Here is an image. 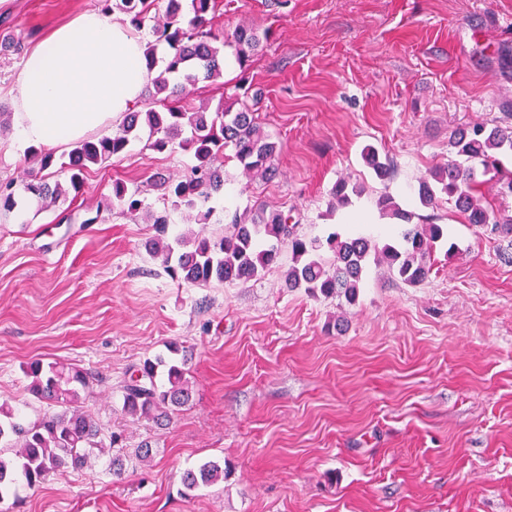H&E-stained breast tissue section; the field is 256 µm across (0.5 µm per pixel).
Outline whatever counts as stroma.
Wrapping results in <instances>:
<instances>
[{
  "instance_id": "stroma-1",
  "label": "stroma",
  "mask_w": 512,
  "mask_h": 512,
  "mask_svg": "<svg viewBox=\"0 0 512 512\" xmlns=\"http://www.w3.org/2000/svg\"><path fill=\"white\" fill-rule=\"evenodd\" d=\"M220 30L265 33L247 70L206 83L189 107L246 102L282 145L278 176L246 181L226 160L225 202L291 210L302 233L329 228L384 242L395 225L374 201L382 187L361 152L396 168L390 193L414 190L448 159V134L512 110V0H218ZM98 0H9L0 31L25 52L0 58V181L32 163L18 148L10 90L32 51ZM189 152L134 141L92 167L74 201L43 209L16 192L0 210V404L40 411L26 364L77 366L99 382L85 403L128 447L150 441L149 467L113 477L109 456L40 487L19 488L0 512H512V238L449 216L454 252L437 247L411 286L371 268L355 304L285 288L283 265L240 284L188 286L143 248L150 184ZM360 184L327 215L337 179ZM139 189L145 212L112 207V183ZM181 347L191 402L157 426L121 411L126 370ZM213 460L230 476L187 490L185 469Z\"/></svg>"
}]
</instances>
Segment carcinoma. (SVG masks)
Wrapping results in <instances>:
<instances>
[{"instance_id": "carcinoma-1", "label": "carcinoma", "mask_w": 512, "mask_h": 512, "mask_svg": "<svg viewBox=\"0 0 512 512\" xmlns=\"http://www.w3.org/2000/svg\"><path fill=\"white\" fill-rule=\"evenodd\" d=\"M101 2L102 12L118 10L137 28L146 21L155 22L154 29L167 44L168 53L157 59L156 47L151 44L147 55L151 67L161 61L164 68L150 78L152 90L143 109L126 113L108 134L72 143L68 161L57 163L53 151L32 152L38 170L28 172L25 193L41 205L56 203L66 190L59 182H46L42 172L57 165L67 171L69 187L79 192L91 167L121 156L146 131L148 148L162 153L178 146L193 155L192 164L183 174L157 172L151 179L161 191L163 208L149 214L154 235L146 241L145 250L171 278L192 285L247 282L277 265L284 247L291 255L284 271L285 286L302 289L313 297H342L354 303L372 265L386 268L409 285L427 278L431 255L444 239V227L414 221L416 213L402 208L388 192L378 196L376 207L381 215L394 220L399 233L393 242L383 245L367 236L336 231L307 237L299 232L290 211L263 202L241 211L224 212L227 230L222 234L191 231L169 236V226L178 213L183 221L197 224L209 223L216 213V203L224 195L226 184L225 148H232L243 175L266 181L276 176L281 145L262 131L259 116L249 105L243 103L234 111L221 100L213 112L193 111L182 97L187 87L200 81L213 83L224 76L222 46L235 48L238 63L243 66L261 50L263 36L254 28L240 26L231 37L219 40L213 23L217 0H190L193 17L187 22L185 0H165L162 14L158 0ZM21 47L22 36L0 33L1 55L17 54ZM186 131L189 136L184 138ZM509 152L512 122L456 128L448 136V161L434 166L419 180L414 190L416 201L423 208L434 209L444 196L453 212L468 224H490L493 231L511 236L512 215L494 208L480 180L490 176L497 195L512 197V169L501 161V156ZM362 159L380 183L393 179V165L375 148L365 147ZM361 193L362 189L350 180H337L329 191V213L349 206L352 196ZM112 201L122 214L143 209L140 191L130 190L120 181L112 184ZM25 373L28 394L46 409L33 421H20L11 408L0 405V502L21 485L36 487L50 477L84 466L96 457L95 451L106 447L112 450L115 476L121 475L126 460L140 466L150 462L152 448L148 444L128 448L123 435H104L101 425L85 409L84 396L91 395L95 380L92 373L78 367L45 364L39 359L27 363ZM120 394L125 415L161 423L190 400L192 390L185 369L158 355L133 367L120 385ZM223 478L224 467L210 460L185 470L182 484L195 489Z\"/></svg>"}]
</instances>
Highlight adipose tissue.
<instances>
[{
    "mask_svg": "<svg viewBox=\"0 0 512 512\" xmlns=\"http://www.w3.org/2000/svg\"><path fill=\"white\" fill-rule=\"evenodd\" d=\"M145 45L130 22L99 12L56 29L16 75L20 139L54 150L119 122L150 78Z\"/></svg>",
    "mask_w": 512,
    "mask_h": 512,
    "instance_id": "1",
    "label": "adipose tissue"
}]
</instances>
